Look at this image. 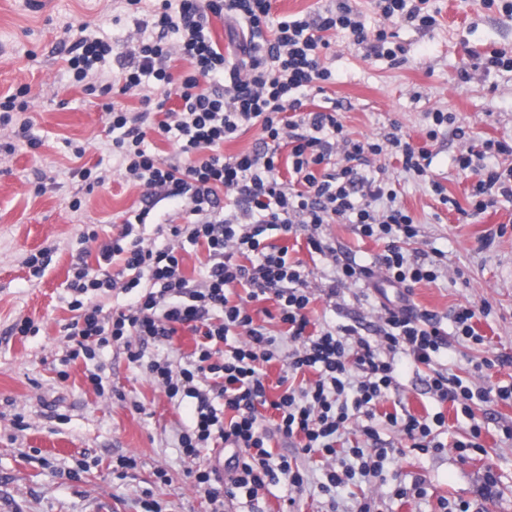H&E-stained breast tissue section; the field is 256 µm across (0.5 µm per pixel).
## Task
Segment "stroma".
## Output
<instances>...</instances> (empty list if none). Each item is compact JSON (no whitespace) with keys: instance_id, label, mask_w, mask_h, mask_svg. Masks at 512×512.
Masks as SVG:
<instances>
[{"instance_id":"obj_1","label":"stroma","mask_w":512,"mask_h":512,"mask_svg":"<svg viewBox=\"0 0 512 512\" xmlns=\"http://www.w3.org/2000/svg\"><path fill=\"white\" fill-rule=\"evenodd\" d=\"M437 24L430 29L399 22L391 25L405 50L394 63L367 48L333 41L324 64L332 72L320 106L337 103L344 124L358 139L383 138L399 124L417 144H425L428 115L451 113L454 125L442 127L434 144L432 170L452 201L439 203L430 183L402 170L392 159L377 161V177L391 182L398 201L415 217L420 233L408 253L437 249L448 266L432 283H418L403 293L373 278L328 297L335 277L331 259L310 255L305 240L271 232L273 244L288 246L291 259L301 260L316 284L308 315L316 326L354 324L371 335L380 304L431 311L448 330V350L441 362L449 372L482 386L512 383V366L483 371L485 359L512 357V198L477 215L459 220V209H470L471 181L460 174L455 158L464 141H512V72L486 71V52L512 54V15L489 9L484 0H431ZM153 0H142L138 11L124 0H0V96L28 87V117L39 139L37 148L16 138L13 128L0 130V512H140L143 491H150L165 512H207L208 504L187 473L192 467L178 448V432L189 423L188 409L175 408L153 384L145 369L129 362L124 347L105 349L99 361L112 391L97 396L85 379L83 361L61 367L67 344L64 328L70 310L67 282L76 265L96 266L99 247L110 242L129 209L150 207L145 238L163 244L159 225L182 221L180 202L162 195L147 197L143 186L126 181L106 132L101 99L70 85L63 57L81 30L107 39L113 46L101 83L116 81L122 64L131 62L142 38H155ZM467 70L468 82L458 80ZM84 146L74 159L65 143ZM100 164L105 186L87 188L71 171L79 163ZM80 210H72L73 200ZM96 227L97 243L80 242L83 228ZM328 240L340 254L357 263L375 265L382 243L362 237L354 225L330 224ZM48 252L42 274L28 265L32 254ZM487 307L474 322L479 341L454 336L453 312L461 305ZM28 318L37 334L12 333V325ZM67 370L60 378L59 370ZM405 405L416 416L443 413L447 432L444 448L423 453L406 448L402 437L381 429L383 440L398 452L382 474L367 480L354 476L331 494L320 485L325 477L319 455L299 457L307 471L302 493L292 494L279 483L260 492L257 504L246 495L225 500L224 512H281L295 497V512H356L363 499L382 500L384 512H439L441 502H465L470 512H512V404L501 401L476 406L473 417L457 414L451 403L427 394L413 368L403 367L393 411ZM482 427V450L459 455L453 444L466 439L472 423ZM133 455L138 467L117 478L112 467L118 456ZM165 469L167 482L155 472ZM422 481L425 496L407 501L392 498L398 484Z\"/></svg>"}]
</instances>
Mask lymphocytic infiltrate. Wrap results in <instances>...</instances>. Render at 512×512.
<instances>
[{
    "instance_id": "obj_1",
    "label": "lymphocytic infiltrate",
    "mask_w": 512,
    "mask_h": 512,
    "mask_svg": "<svg viewBox=\"0 0 512 512\" xmlns=\"http://www.w3.org/2000/svg\"><path fill=\"white\" fill-rule=\"evenodd\" d=\"M427 0H376L382 20L366 29L348 0L335 9L303 16H275L274 0H159L154 25L159 38L138 44V60L126 67L119 87L96 85L99 67L112 51L102 38L84 35L68 49L66 70L74 85L100 92L109 119L112 152L127 177L166 197L185 203L186 221L169 227L168 243L158 246L137 230L148 218L143 208L124 219L119 233L99 249L98 267L77 268L69 284L71 310L77 318L68 327L63 364L83 360L88 382L105 394L100 353L125 347L130 363L142 362L148 345L171 340L187 327L197 342L185 362L147 364L150 379L175 405H191L193 422L178 439L184 458L196 460L217 448L231 449L223 471L192 470L196 489L203 492L210 512H224V501L246 492L257 497L267 483L286 480L303 490L306 474L285 454L269 448L271 432L296 440L302 453H320L328 488L346 485L350 470H337V442L356 436L347 453L363 474L381 469L389 450L379 445L378 424L399 431L409 448L442 449L439 432L443 413L417 417L408 410L378 413L399 384L402 366L425 368L423 381L441 403H452L472 415L478 402L512 400V385L476 387L448 370L437 358L447 345V333L437 315L410 307L382 306L374 337L357 326L311 329L309 306L315 296L302 261L290 260L287 247L269 243L272 230L306 232L309 252L336 258V276L329 296L358 281L380 276L394 287L410 289L435 282L440 261L408 258L406 247L419 235L410 212L397 202L391 184L364 174L380 156L396 158L405 172L431 175L428 148L448 113H431L426 145H415L401 126H393L384 141L351 138L333 109L308 110L310 92H323L332 78L322 61L333 36L348 34L351 45H369L380 56L397 59L387 24L403 20L431 28L435 15ZM233 23L245 44L241 54L224 52L205 31L209 16ZM177 42L164 41L167 31ZM186 61L190 71L174 75L172 60ZM153 84L155 95L144 94ZM141 92L138 112L111 100V92ZM178 108H170V99ZM259 127L262 145L247 153L225 155L224 144L251 127ZM175 140L185 162L161 163L148 151V134ZM288 154H281V146ZM490 155L512 157V144L485 140L481 149L467 148L455 159L472 179L474 214L512 197V165L487 164ZM289 182H281L280 166ZM234 195L230 212L218 208L220 193ZM326 224H352L365 238L383 243L378 270L342 263L338 251L320 230ZM205 245L206 273L201 280L186 277L179 254L183 241ZM246 295L234 298L236 288ZM121 289L132 300L112 313L87 301L88 292ZM273 301L290 347L275 354L274 338L254 323L251 303ZM240 337L229 345V337ZM280 359L283 391L269 398L264 364ZM319 374L314 384L300 382L306 371ZM276 411L274 428H267L263 409Z\"/></svg>"
}]
</instances>
